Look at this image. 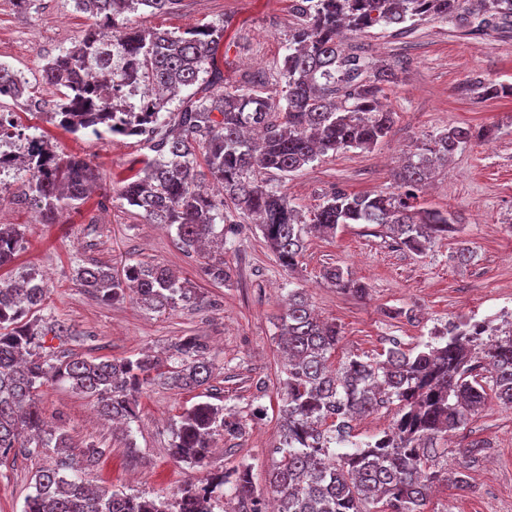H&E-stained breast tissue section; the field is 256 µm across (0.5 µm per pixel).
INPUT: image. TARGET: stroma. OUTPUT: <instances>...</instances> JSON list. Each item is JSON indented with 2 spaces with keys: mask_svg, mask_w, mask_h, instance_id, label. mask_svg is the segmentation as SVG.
I'll return each instance as SVG.
<instances>
[{
  "mask_svg": "<svg viewBox=\"0 0 512 512\" xmlns=\"http://www.w3.org/2000/svg\"><path fill=\"white\" fill-rule=\"evenodd\" d=\"M128 19L141 30L224 25L218 59L225 83L272 95L277 90L272 73L285 54L294 16L291 0H182L173 12L142 9ZM91 23L74 0H33L25 15L15 11L12 0H0V64L44 99H56L42 67ZM352 41L369 56L403 64L398 81L385 89V103L396 114L391 133L374 149L331 153L286 179L268 175V183L305 212L335 189L391 194L398 190L395 171L404 152L451 124L491 129L490 138L478 136L460 148L416 199L421 207L461 218L460 238L473 252L470 262L453 260L457 240L452 238L419 255L394 244L377 225L344 224L332 238L310 235L298 268L288 272L244 218L224 252L237 276L232 286L215 285L181 249L174 230L149 222L119 199V179L139 169L148 154L143 141L77 137L46 115L23 116V126L35 127L57 150L90 161L102 176L101 190L54 224L38 223L32 209L16 203L23 193L20 180L0 192V222L25 231L16 265L43 273L51 312L70 328L63 340H52V356L135 359L163 351L178 337L195 336L207 343L216 364L210 384L195 390L159 382L143 390L127 440L102 424L92 400L68 384L43 388L41 407L71 445L102 448L88 470L95 485L170 504L187 483L246 463L254 483L268 489L281 439L282 359L275 324L289 288L303 289L322 318L336 321L342 331L336 350L340 359L350 354L373 358L396 344L408 349L430 341L448 322L512 311V95L481 98L464 89L475 78L512 84V32L474 37L452 21L426 20L405 37L375 26ZM129 259L161 263L189 279L195 300L157 313L128 298L103 303L75 280L78 265L100 262L118 271ZM327 266L351 271L367 287V296L328 284L322 277ZM260 380L265 383L261 394L255 388ZM199 401L234 410L247 424L237 446L218 443L203 469L170 455L180 413ZM475 442L482 449L470 465L469 488H437L427 512H512V408L488 399L449 437L448 447L455 451ZM47 462V456L23 452L0 463V512H21L33 470Z\"/></svg>",
  "mask_w": 512,
  "mask_h": 512,
  "instance_id": "obj_1",
  "label": "stroma"
}]
</instances>
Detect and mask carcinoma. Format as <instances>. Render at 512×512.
<instances>
[{"mask_svg":"<svg viewBox=\"0 0 512 512\" xmlns=\"http://www.w3.org/2000/svg\"><path fill=\"white\" fill-rule=\"evenodd\" d=\"M94 24L48 59L45 81L56 88L49 104L29 83L0 65V93L15 104L51 108L49 120L71 134L145 136L152 155L124 180L118 198L149 220L175 229L183 251L202 259L203 271L217 284L230 285L235 269L224 260L227 237L238 224L224 213L230 205L253 217L279 265L296 268L305 236L336 235L341 224H376L400 246L421 253L431 243L460 231L459 218L414 205L415 190L474 137L469 127L450 125L404 160L398 194H355L343 190L323 197L309 218L288 196L266 184L263 174L282 177L330 152L370 150L388 136L394 113L383 108L385 86L398 79L397 67L378 65L361 47L347 48L345 31L374 26L403 31L429 19L450 17L458 28L480 36L512 29V0H295L296 23L279 74L285 81L279 103L259 92L224 87L218 50L224 26L186 31H141L123 25L141 7L170 13L181 0H74ZM193 88L179 97L184 88ZM178 100L175 108L169 102ZM17 166L24 198L41 223L55 224L77 210L99 184L91 162L59 154L40 136ZM24 232L0 224V269L14 263ZM332 285L360 297L365 285L337 266L324 270ZM78 285L104 303L131 297L163 313L195 299V288L160 263L135 261L122 274L108 265L78 266ZM48 288L43 274L22 269L0 279V456L22 448L56 454L54 465L39 466L33 492L22 512H168L143 495L94 488L85 471L102 456L92 444L66 453L67 435L47 425L38 400L53 382L95 401L100 416L125 425L136 419L137 395L156 381L179 390L206 385L215 369L207 345L182 336L167 356L102 359L43 356L47 336L65 335L64 325L43 316ZM279 345L287 356L280 379L281 459L270 472L277 512H427L436 482L463 490L469 461L448 472V449L437 441L458 430L469 415L494 397L512 406V327L477 343L470 320L448 323L440 342L403 350L386 358L350 356L332 367L341 340L334 322L314 313L302 289L291 288L278 319ZM397 403L389 430L372 440H356L351 422ZM246 424L224 407L201 401L184 409L171 443V455L198 467L206 465L213 439H237ZM229 486L241 512H261L260 489L250 467L189 483L178 492L175 512H213L214 494Z\"/></svg>","mask_w":512,"mask_h":512,"instance_id":"cac0c4a2","label":"carcinoma"}]
</instances>
